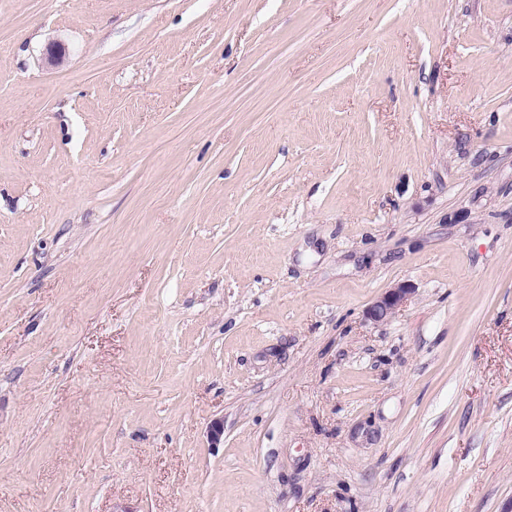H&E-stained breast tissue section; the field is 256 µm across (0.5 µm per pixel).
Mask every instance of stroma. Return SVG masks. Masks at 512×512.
<instances>
[{"label": "stroma", "mask_w": 512, "mask_h": 512, "mask_svg": "<svg viewBox=\"0 0 512 512\" xmlns=\"http://www.w3.org/2000/svg\"><path fill=\"white\" fill-rule=\"evenodd\" d=\"M0 512H512V0H0ZM412 291L405 283L390 288L366 309L365 318L374 323L389 320L408 301Z\"/></svg>", "instance_id": "1"}]
</instances>
